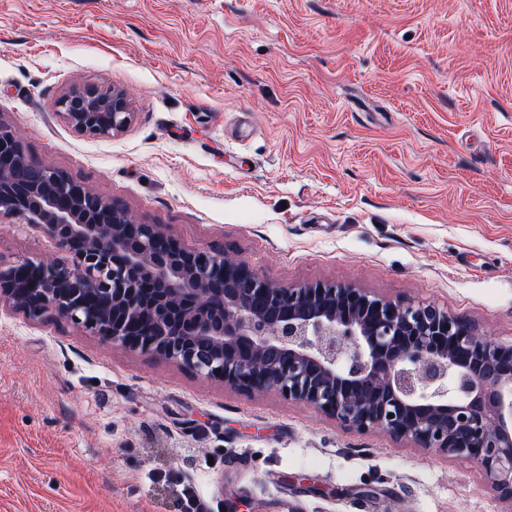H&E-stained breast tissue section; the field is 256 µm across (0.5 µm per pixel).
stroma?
Masks as SVG:
<instances>
[{"mask_svg":"<svg viewBox=\"0 0 512 512\" xmlns=\"http://www.w3.org/2000/svg\"><path fill=\"white\" fill-rule=\"evenodd\" d=\"M123 89L78 133L55 103ZM32 157L272 283L431 302L512 341V0H0ZM0 219V262L58 255ZM512 512L478 465L0 306V512ZM81 88L77 93L69 91L56 102L63 119L76 131L107 137L131 122V99L126 91L97 85Z\"/></svg>","mask_w":512,"mask_h":512,"instance_id":"1","label":"stroma"}]
</instances>
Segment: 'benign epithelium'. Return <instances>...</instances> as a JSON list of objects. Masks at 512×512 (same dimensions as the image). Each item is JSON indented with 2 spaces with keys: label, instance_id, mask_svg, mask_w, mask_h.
Segmentation results:
<instances>
[{
  "label": "benign epithelium",
  "instance_id": "obj_1",
  "mask_svg": "<svg viewBox=\"0 0 512 512\" xmlns=\"http://www.w3.org/2000/svg\"><path fill=\"white\" fill-rule=\"evenodd\" d=\"M56 106L96 137L133 117L126 91L97 85ZM2 215L42 229L63 257L0 264L1 305L51 311L230 389L272 391L359 435L470 461L512 501V342L434 303L351 283L276 285L238 254L187 249L30 156L0 123Z\"/></svg>",
  "mask_w": 512,
  "mask_h": 512
}]
</instances>
